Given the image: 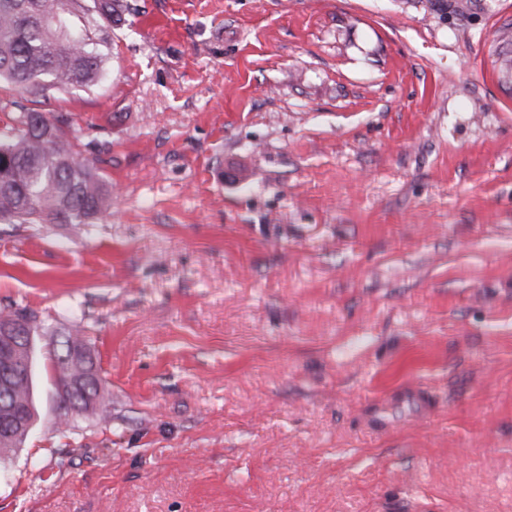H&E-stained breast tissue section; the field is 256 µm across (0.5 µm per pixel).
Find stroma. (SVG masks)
<instances>
[{"instance_id":"stroma-1","label":"stroma","mask_w":512,"mask_h":512,"mask_svg":"<svg viewBox=\"0 0 512 512\" xmlns=\"http://www.w3.org/2000/svg\"><path fill=\"white\" fill-rule=\"evenodd\" d=\"M78 130L112 211L0 224L50 337L0 512H512V0H129ZM82 323L108 419L55 426Z\"/></svg>"}]
</instances>
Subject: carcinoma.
Listing matches in <instances>:
<instances>
[{
	"instance_id": "obj_1",
	"label": "carcinoma",
	"mask_w": 512,
	"mask_h": 512,
	"mask_svg": "<svg viewBox=\"0 0 512 512\" xmlns=\"http://www.w3.org/2000/svg\"><path fill=\"white\" fill-rule=\"evenodd\" d=\"M128 0H0V80L32 97L50 91L90 88L98 82L111 41L112 25L130 13ZM74 130L23 109L0 129V223L92 224L112 208V192L93 166L77 161ZM21 318L26 339L19 343L17 368L9 395L0 391V413L16 409L12 427L0 428V462L25 442L36 416L32 358L37 336L48 334L34 311L0 309V322ZM76 359L53 364L77 382L73 393L56 399L55 424L66 431L72 411L108 416V399L90 347L74 326L56 357Z\"/></svg>"
}]
</instances>
